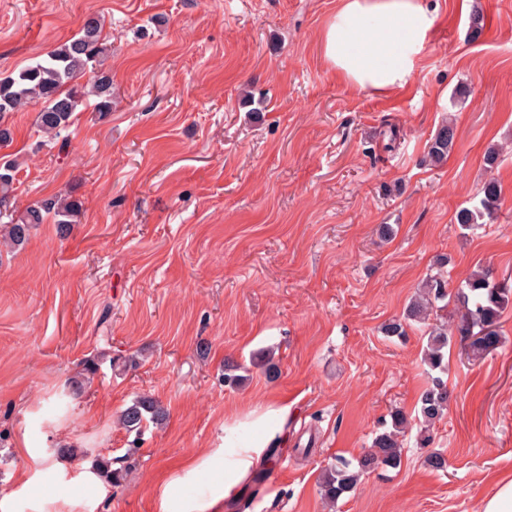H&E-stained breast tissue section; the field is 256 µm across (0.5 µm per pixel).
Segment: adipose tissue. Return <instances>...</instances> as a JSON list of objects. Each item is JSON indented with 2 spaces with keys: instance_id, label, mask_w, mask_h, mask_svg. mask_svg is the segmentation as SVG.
I'll use <instances>...</instances> for the list:
<instances>
[{
  "instance_id": "obj_1",
  "label": "adipose tissue",
  "mask_w": 512,
  "mask_h": 512,
  "mask_svg": "<svg viewBox=\"0 0 512 512\" xmlns=\"http://www.w3.org/2000/svg\"><path fill=\"white\" fill-rule=\"evenodd\" d=\"M435 22L424 0H340L322 34L324 56L345 82L387 92L407 82ZM266 446L262 437L240 446L228 436L223 447L187 459L183 476L215 475L223 487L219 498L188 499L178 506L166 487L158 496V512H214L219 500L231 498L260 462Z\"/></svg>"
}]
</instances>
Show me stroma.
Segmentation results:
<instances>
[{
    "label": "stroma",
    "mask_w": 512,
    "mask_h": 512,
    "mask_svg": "<svg viewBox=\"0 0 512 512\" xmlns=\"http://www.w3.org/2000/svg\"><path fill=\"white\" fill-rule=\"evenodd\" d=\"M428 3L437 20L407 84L375 93L324 59L339 0H0V78L95 15L113 87L111 112L82 106L67 150L42 144L37 103L0 148L18 163L13 215L60 192L82 203L66 237L49 221L0 254V512H156L187 455L229 428L248 443L253 417L283 406L271 445L287 469L268 465L221 512H480L512 476L511 305L482 359L452 338L429 445L412 427L399 467L363 474L335 509L321 496L336 458L368 452L394 413L417 420L427 338L385 327L418 285L440 273L453 290L480 265L512 277V0ZM448 119L453 149L424 164ZM492 179L497 219L463 229L458 211ZM261 351L277 377L254 365ZM228 361L244 386L225 387ZM143 395L166 422L115 427ZM132 447L120 486L92 470Z\"/></svg>",
    "instance_id": "obj_1"
}]
</instances>
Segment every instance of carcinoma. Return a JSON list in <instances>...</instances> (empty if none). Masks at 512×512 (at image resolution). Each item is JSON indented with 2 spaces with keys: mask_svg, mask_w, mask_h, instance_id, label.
I'll list each match as a JSON object with an SVG mask.
<instances>
[{
  "mask_svg": "<svg viewBox=\"0 0 512 512\" xmlns=\"http://www.w3.org/2000/svg\"><path fill=\"white\" fill-rule=\"evenodd\" d=\"M110 53L103 34V21L95 16L86 18L79 32L71 39L56 45L47 58L21 68L18 72L0 79V143L12 139L7 118L14 112L34 102L43 104L38 113L37 126L45 137L54 140L70 126L75 112L83 101L95 98V110L112 111V77L102 69ZM456 139L453 122L444 121L432 137L427 158L433 164L447 159ZM17 164L8 161V171L0 172V203L7 201L16 180ZM483 197L479 204L461 210L458 224L472 229L496 219L500 205L497 184L489 181L482 187ZM82 203L68 195H55L28 207L18 218L5 225L0 235V247L14 250L28 240L30 231L51 217L60 231H67L74 223ZM455 308L448 319L430 322L436 303ZM512 302V283L501 280L494 285V273L482 268L463 280L454 292L448 291V281L431 276L425 281L419 296L406 307L403 320H395L386 327L389 336L406 335L405 325L411 321L427 327L428 337L424 361L430 370L444 368V349L449 337L457 334L469 340L468 354L479 357L495 348L500 342L498 322L504 309ZM448 406V391L438 377L431 378V385L419 397V414L425 423H431L443 415ZM165 412L161 405L149 396H142L119 416L118 422L127 431H138L147 423L161 424ZM408 419L401 413L392 416V429L378 434L373 448L357 465L339 459L325 469L321 488L324 499L335 504L350 492L361 475L379 466L396 468L401 464L399 435L405 432ZM93 470L111 485H119L129 466L112 468V460H95Z\"/></svg>",
  "mask_w": 512,
  "mask_h": 512,
  "instance_id": "carcinoma-1",
  "label": "carcinoma"
}]
</instances>
